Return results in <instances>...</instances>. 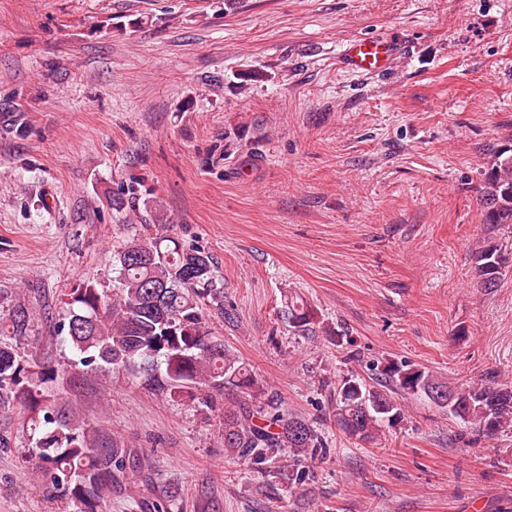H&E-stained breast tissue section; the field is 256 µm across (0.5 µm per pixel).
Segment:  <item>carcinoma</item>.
I'll return each instance as SVG.
<instances>
[{
  "label": "carcinoma",
  "instance_id": "1",
  "mask_svg": "<svg viewBox=\"0 0 512 512\" xmlns=\"http://www.w3.org/2000/svg\"><path fill=\"white\" fill-rule=\"evenodd\" d=\"M0 127L23 137L28 124L19 105L0 102ZM148 192L134 179L112 192L109 204L120 213ZM482 223L502 224L512 215V154H497L480 187ZM481 285L496 286L512 262L493 244L473 255ZM120 288L110 294L96 283L76 282L66 293L56 321L61 342L69 345L72 366L83 373L104 368L143 375V384L176 399L196 391L241 394L224 408V451L267 479L283 508L296 505V491L310 480L305 461L330 453L319 429L288 410L273 394L257 398L253 371L224 347L213 332V318L224 317V282L205 248L174 237L134 239L115 251ZM283 316L303 331L315 319L304 303L290 302ZM31 328L21 305L0 313V412L22 413V431L32 442L27 463L37 484L71 512H102L112 488L129 479L130 452L97 437L76 422L55 391L57 375L33 354L19 350ZM376 384L350 376L336 389L338 428L366 442L382 425L404 419L402 401L424 395L448 415L484 434L512 429V385L473 383L454 388L403 364L386 362Z\"/></svg>",
  "mask_w": 512,
  "mask_h": 512
}]
</instances>
